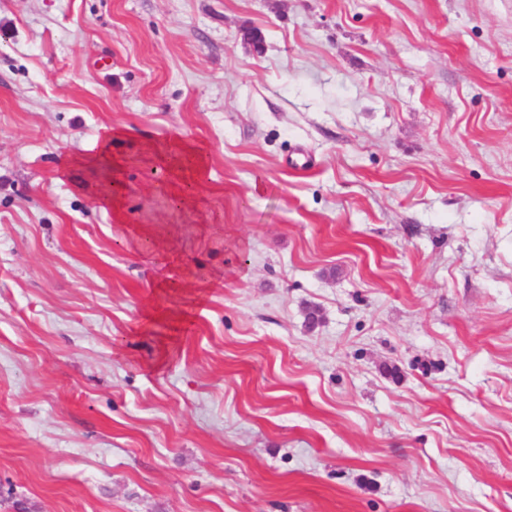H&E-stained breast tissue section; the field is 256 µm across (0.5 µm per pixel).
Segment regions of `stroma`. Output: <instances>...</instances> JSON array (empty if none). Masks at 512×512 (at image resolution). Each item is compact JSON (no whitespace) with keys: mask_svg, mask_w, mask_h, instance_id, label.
<instances>
[{"mask_svg":"<svg viewBox=\"0 0 512 512\" xmlns=\"http://www.w3.org/2000/svg\"><path fill=\"white\" fill-rule=\"evenodd\" d=\"M0 512H512V0H0Z\"/></svg>","mask_w":512,"mask_h":512,"instance_id":"1","label":"stroma"}]
</instances>
